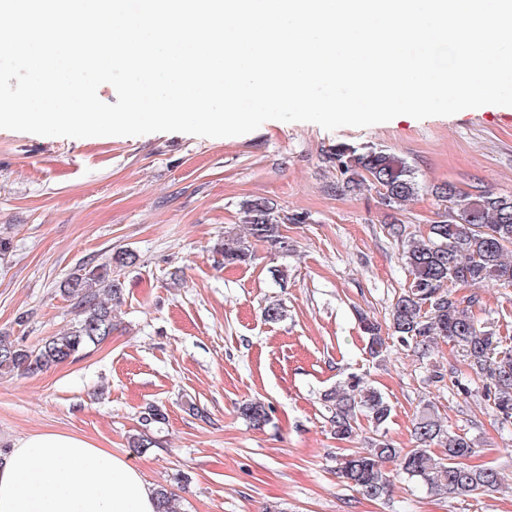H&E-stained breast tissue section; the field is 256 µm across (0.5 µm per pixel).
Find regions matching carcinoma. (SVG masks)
I'll use <instances>...</instances> for the list:
<instances>
[{
	"label": "carcinoma",
	"instance_id": "cac0c4a2",
	"mask_svg": "<svg viewBox=\"0 0 512 512\" xmlns=\"http://www.w3.org/2000/svg\"><path fill=\"white\" fill-rule=\"evenodd\" d=\"M343 185L355 189L369 181L378 188L382 204L392 209L418 195L420 185L408 161L386 149L341 144L334 153ZM446 203L445 219L415 234L403 222L387 225V234L405 243L403 263L409 275L408 288L397 298L391 314V329L405 345L430 347L444 340L461 349L462 357L477 378L485 381L490 408L505 420L512 418V353L499 350L501 337L486 330L476 319L472 296L468 305L452 296L457 285L512 287V196L488 191L462 193L448 184L439 191ZM244 235L221 245L224 264L247 263L252 256L249 240L270 242L286 252L288 237L269 202L258 199L242 205ZM131 251L111 255L104 262L70 273L60 290L75 300L78 319L67 331L49 336L34 350L20 347L0 336V373L34 375L65 362L91 345L112 335L114 305L121 302L124 282L113 275L116 268L136 265ZM366 349L378 358L385 346L381 327L362 319ZM332 413L336 438L352 436L364 419L374 433L368 446L343 455L337 473L353 490L379 499L388 492L392 479L386 464L426 488L434 495L474 497L501 486L493 467L468 463L473 447L470 439L448 430L435 406L428 403L412 419L414 447H395L380 429L392 414L386 398L361 377L334 390L326 398ZM240 414L260 428L270 421L264 402L255 400L240 407ZM143 430L132 437L131 447L150 448L155 440L149 432L166 421L157 405L144 408ZM157 512H176V494L165 486L156 488Z\"/></svg>",
	"mask_w": 512,
	"mask_h": 512
}]
</instances>
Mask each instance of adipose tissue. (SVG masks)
<instances>
[{
	"label": "adipose tissue",
	"instance_id": "adipose-tissue-1",
	"mask_svg": "<svg viewBox=\"0 0 512 512\" xmlns=\"http://www.w3.org/2000/svg\"><path fill=\"white\" fill-rule=\"evenodd\" d=\"M0 512H156V502L127 458L47 431L0 458Z\"/></svg>",
	"mask_w": 512,
	"mask_h": 512
}]
</instances>
